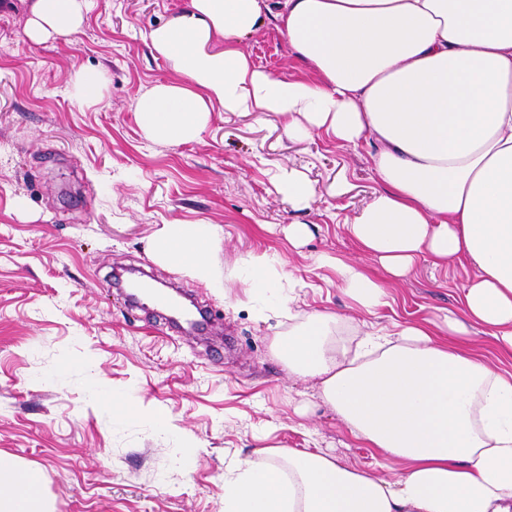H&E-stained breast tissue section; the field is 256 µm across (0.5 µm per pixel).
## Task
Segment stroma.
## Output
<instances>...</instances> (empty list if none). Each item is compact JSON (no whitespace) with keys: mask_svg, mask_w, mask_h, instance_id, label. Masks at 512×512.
<instances>
[{"mask_svg":"<svg viewBox=\"0 0 512 512\" xmlns=\"http://www.w3.org/2000/svg\"><path fill=\"white\" fill-rule=\"evenodd\" d=\"M185 2L89 0L78 32L39 45L25 32L26 5L0 9V452L40 473L51 512H223L225 459L261 446L327 448L379 477L400 473L326 405L296 414L316 387L271 353L288 320H256L239 284L222 294L152 258L161 225H220V272L250 253L275 256L294 310L338 315L345 336L461 313L468 273L455 262L420 258L374 316L352 309L315 266L321 252L358 257L345 226L381 187L368 142L294 140L275 117L222 111L193 141L143 136L138 98L174 77L143 35ZM242 47L274 75H311L273 18ZM84 68L106 77L93 103L73 92ZM272 162L315 187L308 209L275 191ZM292 224L312 231L302 246L288 241ZM129 267L190 294L208 335L173 331L166 310L131 307L113 280ZM116 393L144 416L114 417ZM156 408L173 433L153 427Z\"/></svg>","mask_w":512,"mask_h":512,"instance_id":"35a3bbf8","label":"stroma"}]
</instances>
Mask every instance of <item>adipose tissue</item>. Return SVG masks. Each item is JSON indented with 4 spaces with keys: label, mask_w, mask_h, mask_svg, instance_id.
I'll return each instance as SVG.
<instances>
[{
    "label": "adipose tissue",
    "mask_w": 512,
    "mask_h": 512,
    "mask_svg": "<svg viewBox=\"0 0 512 512\" xmlns=\"http://www.w3.org/2000/svg\"><path fill=\"white\" fill-rule=\"evenodd\" d=\"M279 30L312 79L277 77L240 42L264 0H189L147 35L174 80L148 89L137 121L153 141L182 143L214 109L282 120L291 138L369 141L382 188L346 224L387 280L329 252L316 256L352 308L389 304V284L421 256L471 267L463 315L440 331L338 335L335 315L303 314L274 337L290 376L318 396L397 479L346 467L318 448H255L224 469V512H512V371L481 359L473 335L512 353V0H276ZM87 0H32L30 41L67 37ZM276 191L300 209L315 197L297 170L274 166ZM219 225L164 224L156 260L222 288ZM258 320L289 310L268 255L232 273ZM0 512H50L38 473L0 455Z\"/></svg>",
    "instance_id": "1"
}]
</instances>
